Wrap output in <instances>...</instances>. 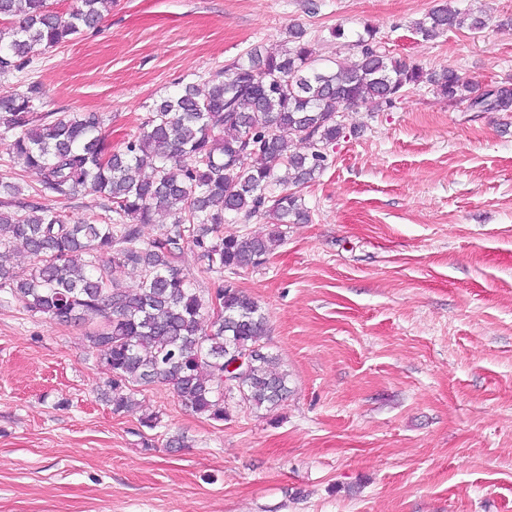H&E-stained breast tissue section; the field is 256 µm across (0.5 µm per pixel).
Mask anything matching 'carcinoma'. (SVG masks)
Listing matches in <instances>:
<instances>
[{
    "instance_id": "1",
    "label": "carcinoma",
    "mask_w": 512,
    "mask_h": 512,
    "mask_svg": "<svg viewBox=\"0 0 512 512\" xmlns=\"http://www.w3.org/2000/svg\"><path fill=\"white\" fill-rule=\"evenodd\" d=\"M113 0H76L66 13L50 0H0V74L21 72L35 53L96 28ZM481 14L442 5L412 24L429 42ZM357 53L335 67L318 62L315 45L292 29L279 45L258 46L204 82L185 84L153 104L137 135L112 148L99 112L39 113L42 86L0 99V128L12 158L39 175L43 204L19 200L0 209V296L59 324L85 329L87 347L111 370L104 398L115 413L134 411L135 388L169 387L181 406L215 422L238 400L271 411L289 393L288 372L264 350L267 316L234 283L214 293L191 287V256L206 273L235 274L265 262L287 224L311 220L298 188L326 168L329 149L348 134L344 112L369 101L394 107L421 86L450 105L478 112H512V87L483 90L454 68L426 73L382 49L371 28L357 36ZM307 144L296 150L295 142ZM92 192L108 213L103 224L72 220L55 202ZM164 213L150 241L142 227ZM268 219L262 235H224L225 217ZM34 260L21 275L11 247ZM137 273L130 288L112 275ZM223 313L211 315L213 299ZM259 350L239 388L224 391V363Z\"/></svg>"
}]
</instances>
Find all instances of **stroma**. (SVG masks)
<instances>
[{
	"label": "stroma",
	"instance_id": "1",
	"mask_svg": "<svg viewBox=\"0 0 512 512\" xmlns=\"http://www.w3.org/2000/svg\"><path fill=\"white\" fill-rule=\"evenodd\" d=\"M442 0H116L98 29L0 76V97L41 83L43 112H100L113 144L154 101L301 27L376 30L390 55L512 82V0H454L486 24L425 43ZM262 265L231 280L268 317L289 374L277 409L221 422L140 388L160 416L98 397L110 374L80 331L0 298V512H512V112H466L428 89L345 114ZM173 435L183 448L166 447ZM152 447H144V439Z\"/></svg>",
	"mask_w": 512,
	"mask_h": 512
}]
</instances>
